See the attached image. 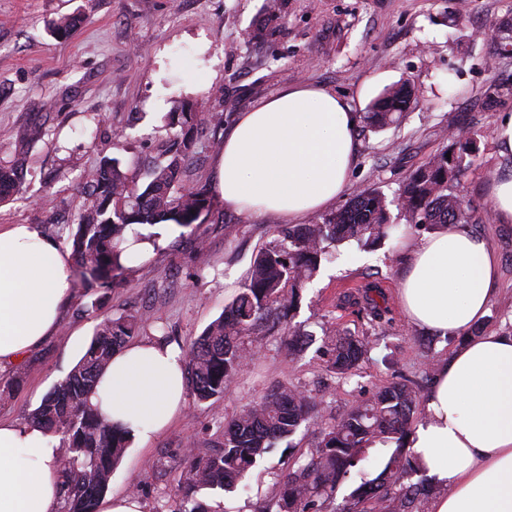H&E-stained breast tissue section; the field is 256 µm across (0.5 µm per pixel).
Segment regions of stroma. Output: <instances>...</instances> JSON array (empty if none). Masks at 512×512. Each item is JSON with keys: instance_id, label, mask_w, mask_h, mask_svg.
<instances>
[{"instance_id": "stroma-1", "label": "stroma", "mask_w": 512, "mask_h": 512, "mask_svg": "<svg viewBox=\"0 0 512 512\" xmlns=\"http://www.w3.org/2000/svg\"><path fill=\"white\" fill-rule=\"evenodd\" d=\"M266 2L0 0V162L14 159L25 128L45 130L27 154L22 187L0 205V225L31 224L70 247L69 231L90 203L85 172L115 158L145 186L166 139L167 113L207 114L183 178L208 186L236 115L283 88L300 82L323 88L362 115L385 88L405 83L415 102L398 124L377 131L359 122L350 187L335 205L344 207L367 187L398 198L411 174L446 146L450 131L475 134L479 150L456 193L480 218L473 232L498 257L497 290L480 327L486 335H512V224L489 216L490 179L512 168V154H500L494 139L501 114L512 113V98L491 108L483 96L491 84H512V54L489 37L512 14V0H279L274 18L266 17ZM75 15L81 24L55 39L53 24ZM260 23L263 36L250 39ZM275 226L271 217L240 215L214 196L197 224L170 236L139 273L118 277L108 288L77 287L52 336L0 374V388L11 390L10 399L0 401V417L29 421L79 359L70 337L92 338L114 314L141 315L140 337L190 347L243 287L256 252L274 240ZM398 229L399 236L377 250L346 244L322 262L301 291L297 311L254 331V354L231 389L203 403L188 399L147 448L128 447L111 488L135 490L145 512H173L188 446L212 449L225 422L281 385L319 403L314 423L292 440L297 454L389 383L411 380L428 388L457 342L408 323L397 288L405 245L424 232L406 223ZM370 285L388 310L381 327L346 300L362 297ZM339 329L366 337L370 347L347 376L327 368V344ZM295 331L308 341L292 356L287 342ZM393 451L390 444L363 448L361 468L340 481L335 504L375 478ZM289 455L279 449L268 455L245 489L203 491L198 498L223 512H263L279 491Z\"/></svg>"}]
</instances>
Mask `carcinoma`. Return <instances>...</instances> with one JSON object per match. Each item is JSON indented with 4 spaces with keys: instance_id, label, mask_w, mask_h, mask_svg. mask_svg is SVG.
Here are the masks:
<instances>
[{
    "instance_id": "cac0c4a2",
    "label": "carcinoma",
    "mask_w": 512,
    "mask_h": 512,
    "mask_svg": "<svg viewBox=\"0 0 512 512\" xmlns=\"http://www.w3.org/2000/svg\"><path fill=\"white\" fill-rule=\"evenodd\" d=\"M500 49L512 54V19L496 27ZM512 96V86L495 84L485 91L493 107ZM412 93L402 84L386 89L372 104L365 120L382 129L400 118L410 106ZM199 112H171L167 129L176 130L164 158L152 169L150 181L140 189L120 169L115 159H105L85 180L92 204L71 231L75 271L88 288H107L112 279L134 271L120 262V244L129 224H194L210 201L206 189L182 179L186 159L194 147V130L204 122ZM477 150L475 138L463 132L409 178L393 203L376 188L358 192L343 209L321 224H290L276 229L277 238L260 248L246 288L224 308L193 341L189 350L190 385L196 400L207 401L224 392L242 370L250 349L244 337L263 317L290 311L300 290L319 271L330 248L354 242L373 249L397 229L390 206L397 205L408 224L435 230L448 224L471 222L462 213L454 188ZM451 157H446V154ZM24 163L0 164V203L21 183ZM133 313L104 320L96 328L83 357L40 403L31 423L60 437L65 498L69 512H96L112 473L127 447L124 431L102 420L87 403L103 369L138 329ZM330 369L344 374L367 353L365 339L336 332L331 341ZM420 389L394 381L372 398L354 404L337 421L321 430L310 450L288 463L281 473L279 492L267 512H322L336 485L362 461L361 450L375 441L393 442L396 448L372 480L362 482L335 512H366L364 504L381 502L384 512H414L425 494V480L407 482L420 468L405 447L415 415ZM317 405L304 393L279 386L261 402L240 411L224 424L220 449L211 454L186 453L179 485L180 507L173 512H213L195 501L203 490L232 492L247 473L277 444L296 435L314 416Z\"/></svg>"
}]
</instances>
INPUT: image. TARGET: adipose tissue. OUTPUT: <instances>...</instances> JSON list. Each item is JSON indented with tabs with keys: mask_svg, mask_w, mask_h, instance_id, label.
Returning <instances> with one entry per match:
<instances>
[{
	"mask_svg": "<svg viewBox=\"0 0 512 512\" xmlns=\"http://www.w3.org/2000/svg\"><path fill=\"white\" fill-rule=\"evenodd\" d=\"M356 112L335 93L298 83L238 114L214 185L225 207L295 223L348 187ZM171 224L128 225L121 261H145ZM70 255L29 224L0 228V367L52 334L74 296ZM488 242L457 225L413 246L397 290L411 325L463 344L440 365L423 398L426 417L407 439L442 492L433 512H512V336L473 337L497 280ZM185 352L157 339L128 342L88 401L145 447L186 406ZM59 444L28 423L0 419V512H57Z\"/></svg>",
	"mask_w": 512,
	"mask_h": 512,
	"instance_id": "ef3b65f1",
	"label": "adipose tissue"
}]
</instances>
